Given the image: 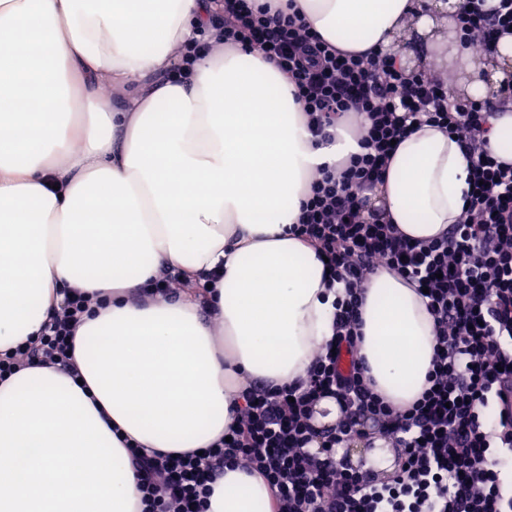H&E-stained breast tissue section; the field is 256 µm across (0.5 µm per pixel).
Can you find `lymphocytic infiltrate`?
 I'll return each instance as SVG.
<instances>
[{
  "instance_id": "obj_1",
  "label": "lymphocytic infiltrate",
  "mask_w": 512,
  "mask_h": 512,
  "mask_svg": "<svg viewBox=\"0 0 512 512\" xmlns=\"http://www.w3.org/2000/svg\"><path fill=\"white\" fill-rule=\"evenodd\" d=\"M462 49L494 52L512 33V0H468L453 17ZM255 48L288 74L316 141H334L350 112L366 115L360 153L343 168L324 164L310 184L294 236L328 259L344 293L334 303V333L319 347L305 380L246 387L235 399L228 440L198 453L131 448L140 477L141 512H203L227 465L261 475L273 512H512L502 491L512 463V165L487 151L489 103L455 96L427 71L409 73L379 52L341 51L295 13L264 0H215L209 24L186 47V75L213 43ZM456 135L473 158L470 203L457 224L428 241H411L381 214L367 192L382 182L394 143L418 120ZM427 289L435 357L429 386L402 411L370 386L358 354L362 285L379 268ZM84 293L66 296L35 342L0 355V380L34 363L70 366L75 331L88 308ZM334 400V425L315 422L316 406ZM497 406L494 427L481 420ZM376 425L400 451L395 475L381 480L336 460V450Z\"/></svg>"
}]
</instances>
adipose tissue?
Listing matches in <instances>:
<instances>
[{
    "label": "adipose tissue",
    "mask_w": 512,
    "mask_h": 512,
    "mask_svg": "<svg viewBox=\"0 0 512 512\" xmlns=\"http://www.w3.org/2000/svg\"><path fill=\"white\" fill-rule=\"evenodd\" d=\"M344 51L502 81L512 35L470 62L454 0H269ZM212 0H0V353L36 340L64 290L105 300L75 333L76 374L26 367L0 381V512H140L130 445L198 451L228 432L248 384L303 378L333 333L314 248L289 234L310 176L360 147L350 127L315 144L292 85L256 49L217 46L185 77L179 52ZM111 92H104L102 82ZM461 142L424 124L371 194L411 239L465 209ZM188 286L146 296L164 267ZM214 272L213 292L193 285ZM360 354L375 392L410 406L428 386L434 327L414 284H363ZM259 476L225 470L207 512H272Z\"/></svg>",
    "instance_id": "1"
}]
</instances>
